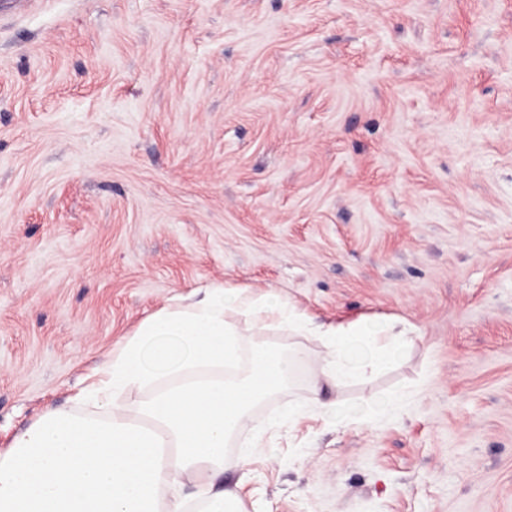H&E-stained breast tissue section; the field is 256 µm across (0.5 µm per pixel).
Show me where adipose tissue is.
Returning <instances> with one entry per match:
<instances>
[{
	"label": "adipose tissue",
	"mask_w": 512,
	"mask_h": 512,
	"mask_svg": "<svg viewBox=\"0 0 512 512\" xmlns=\"http://www.w3.org/2000/svg\"><path fill=\"white\" fill-rule=\"evenodd\" d=\"M282 324L324 344L312 378L335 384L381 370L403 342L314 327L281 301L221 284L176 296L108 354L77 407L47 410L0 453V512H242L213 483L229 439L306 359L249 338ZM189 482L196 490L183 494Z\"/></svg>",
	"instance_id": "ef3b65f1"
}]
</instances>
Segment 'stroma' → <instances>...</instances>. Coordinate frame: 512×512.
I'll return each instance as SVG.
<instances>
[{"label": "stroma", "instance_id": "obj_1", "mask_svg": "<svg viewBox=\"0 0 512 512\" xmlns=\"http://www.w3.org/2000/svg\"><path fill=\"white\" fill-rule=\"evenodd\" d=\"M211 283L412 339L270 431L324 348L258 331L308 358L224 462L246 512H512V0L0 13V452ZM313 393L314 397L310 402L298 404L294 408L288 407V420L298 419L308 411L318 412L325 419L336 420V404L322 401L317 387L314 388Z\"/></svg>", "mask_w": 512, "mask_h": 512}]
</instances>
